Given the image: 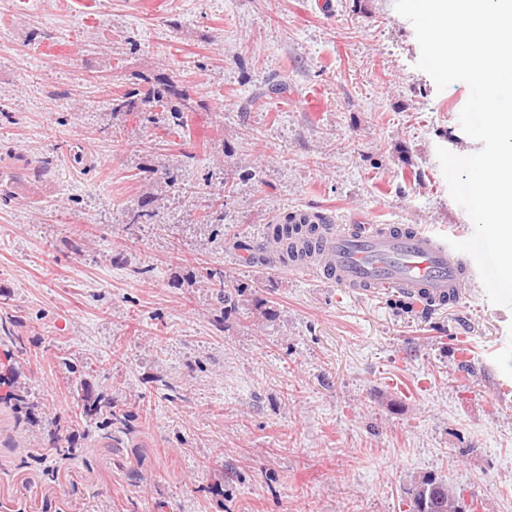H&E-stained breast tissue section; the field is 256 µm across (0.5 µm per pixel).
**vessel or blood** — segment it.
<instances>
[{
  "mask_svg": "<svg viewBox=\"0 0 512 512\" xmlns=\"http://www.w3.org/2000/svg\"><path fill=\"white\" fill-rule=\"evenodd\" d=\"M302 248L315 277L352 293L392 288L421 309L457 304L482 285L466 253L411 224L344 229L326 219Z\"/></svg>",
  "mask_w": 512,
  "mask_h": 512,
  "instance_id": "vessel-or-blood-1",
  "label": "vessel or blood"
}]
</instances>
